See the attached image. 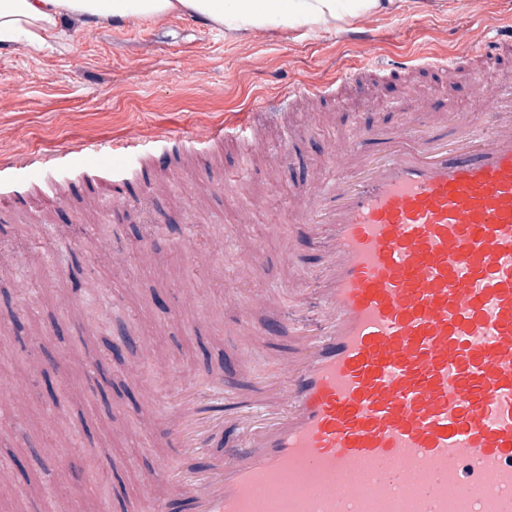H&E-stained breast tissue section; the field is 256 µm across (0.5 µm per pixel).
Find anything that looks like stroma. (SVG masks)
Masks as SVG:
<instances>
[{
	"label": "stroma",
	"instance_id": "obj_1",
	"mask_svg": "<svg viewBox=\"0 0 512 512\" xmlns=\"http://www.w3.org/2000/svg\"><path fill=\"white\" fill-rule=\"evenodd\" d=\"M491 19L511 23L512 0H398L339 31L230 35L186 15L142 19L132 30L73 21L43 46L0 44V157L16 164L0 190L29 195L0 209V381L24 385L0 398V512H110L104 479L119 472L133 500L162 458L195 476V460L175 457L156 431L155 400L168 382L194 386L219 409L250 398L243 415L263 423L261 387L294 341L262 327L319 314L316 294L291 290L298 256L320 249L309 225L289 222L288 200L335 175L328 142L405 126L412 98L427 113L475 111L476 89L421 72L365 98L347 95L341 107L298 99L259 120L249 152L232 137L208 142L209 130L290 88L334 86L366 51L453 52ZM132 129L175 138L140 158L142 175L116 204L104 170L119 161L113 142ZM78 141L95 145L94 158L58 163ZM276 146L298 164L276 166ZM106 350L107 406L88 385ZM46 374L60 402L40 394ZM31 446L43 465L25 477L11 457ZM90 458L101 482L86 475Z\"/></svg>",
	"mask_w": 512,
	"mask_h": 512
}]
</instances>
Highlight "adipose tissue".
<instances>
[{"mask_svg":"<svg viewBox=\"0 0 512 512\" xmlns=\"http://www.w3.org/2000/svg\"><path fill=\"white\" fill-rule=\"evenodd\" d=\"M397 0H0V43L43 44L61 25L112 17L160 18L187 14L228 33L268 29L340 28L390 11Z\"/></svg>","mask_w":512,"mask_h":512,"instance_id":"1","label":"adipose tissue"}]
</instances>
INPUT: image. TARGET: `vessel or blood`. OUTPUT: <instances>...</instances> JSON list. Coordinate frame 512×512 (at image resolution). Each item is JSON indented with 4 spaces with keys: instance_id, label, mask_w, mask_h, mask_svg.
Instances as JSON below:
<instances>
[{
    "instance_id": "vessel-or-blood-1",
    "label": "vessel or blood",
    "mask_w": 512,
    "mask_h": 512,
    "mask_svg": "<svg viewBox=\"0 0 512 512\" xmlns=\"http://www.w3.org/2000/svg\"><path fill=\"white\" fill-rule=\"evenodd\" d=\"M512 53V27L460 50L378 64L336 84L355 95L411 69L475 82L490 119L426 114L330 144L336 176L291 204L327 225L320 329L298 339L261 426L225 443L199 483L161 464L118 512H512V83L478 66ZM158 399L176 452L220 416L184 385Z\"/></svg>"
}]
</instances>
